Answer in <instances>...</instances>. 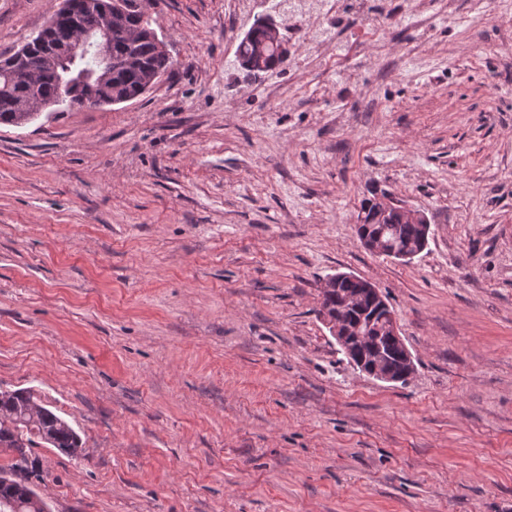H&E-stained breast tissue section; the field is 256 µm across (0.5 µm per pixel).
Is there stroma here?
<instances>
[{
    "mask_svg": "<svg viewBox=\"0 0 512 512\" xmlns=\"http://www.w3.org/2000/svg\"><path fill=\"white\" fill-rule=\"evenodd\" d=\"M58 0H0V53ZM172 75L0 125V389L80 435L33 449L52 512H512V0H150ZM396 14L393 39L363 25ZM290 48L239 65L254 21ZM426 249L366 250L362 200ZM348 272L416 370L319 316ZM379 202L385 207H400V212L409 219L411 224L406 222L402 215L395 210L384 209L380 204L368 200L363 203L357 216V220H360V223L356 224L358 237L361 232L365 230L377 233L381 238L385 256L388 257V253L402 252L414 248L418 240V228L416 224H420L422 236L419 244L411 252L397 254L398 260L408 262L413 260L425 250L428 244L431 225L425 214L402 203L390 200H379ZM362 215L363 217L361 219ZM344 279L357 280L355 274L338 272L330 275L326 279L323 288H335L337 282ZM351 280L342 281L337 290L322 292L321 306L335 308L344 295L354 294L360 289L357 296L343 298L341 303L342 309L344 311L353 308L357 309L363 299L369 297L373 302V306L377 309V313L365 321L361 319L357 325H352L348 320H345L342 312H330L328 308H323L320 316L324 324L335 338L340 350L349 357L352 355V350L349 348L352 344V340H355L356 344L362 347L367 344V340L364 336H369V332H378L379 334L396 338L404 353L405 370L402 378L409 379L415 372V361L404 342L403 336H401L395 312L390 308L380 288L374 283L363 279L361 280V288H359V284ZM381 312H383V314L380 316L377 325H375L377 315ZM387 336H383L381 339L382 345L384 350L389 354L392 364L398 366L400 361L398 353L399 347L393 339ZM358 361L351 360V364L369 377L386 383H398L401 379L396 377L389 369L386 356L377 350L363 349V356Z\"/></svg>",
    "mask_w": 512,
    "mask_h": 512,
    "instance_id": "obj_1",
    "label": "stroma"
}]
</instances>
